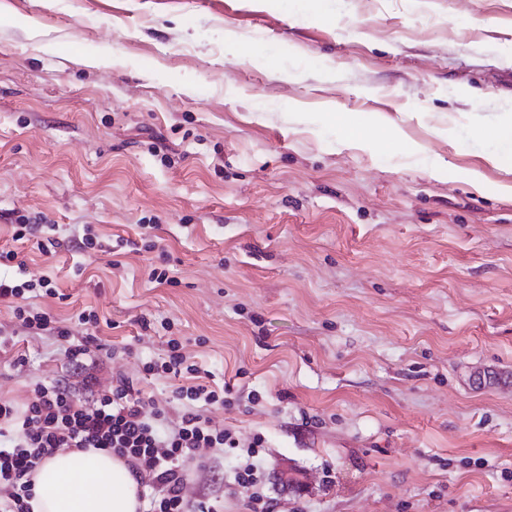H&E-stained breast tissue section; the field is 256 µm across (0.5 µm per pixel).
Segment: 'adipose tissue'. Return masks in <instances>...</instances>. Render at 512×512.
<instances>
[{"label": "adipose tissue", "instance_id": "ef3b65f1", "mask_svg": "<svg viewBox=\"0 0 512 512\" xmlns=\"http://www.w3.org/2000/svg\"><path fill=\"white\" fill-rule=\"evenodd\" d=\"M142 486L126 461L90 448L61 449L32 476V512H138Z\"/></svg>", "mask_w": 512, "mask_h": 512}]
</instances>
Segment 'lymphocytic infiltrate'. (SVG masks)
<instances>
[{"instance_id": "obj_1", "label": "lymphocytic infiltrate", "mask_w": 512, "mask_h": 512, "mask_svg": "<svg viewBox=\"0 0 512 512\" xmlns=\"http://www.w3.org/2000/svg\"><path fill=\"white\" fill-rule=\"evenodd\" d=\"M49 280L15 284L0 280V301L10 303L28 335L40 336L65 328L29 303L35 288H50ZM184 411L179 426L161 431L145 411L152 398L133 394L127 380L87 407L64 386L35 384L33 399L23 413L0 403V512H30L31 477L49 457L63 448H94L125 459L135 479L153 489L148 512H211L207 502L187 500L183 488L191 464L200 463L204 448H237L232 429L210 425L197 402L224 403L223 394L201 385L176 391Z\"/></svg>"}]
</instances>
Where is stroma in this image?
<instances>
[{"label":"stroma","instance_id":"35a3bbf8","mask_svg":"<svg viewBox=\"0 0 512 512\" xmlns=\"http://www.w3.org/2000/svg\"><path fill=\"white\" fill-rule=\"evenodd\" d=\"M511 108L512 0H0V277L90 342L0 303V401L122 377L173 428L227 387L275 512H512V172L476 132ZM172 340L195 373L148 374ZM206 458L185 496L248 512ZM48 279H40L37 283L23 282L15 284L0 279V301L12 304L15 318L19 321L20 326L30 336H40L47 331H54L58 336L67 337L68 331L56 323L52 317L35 308L28 302L29 297L26 293L34 291L37 287L45 289L46 294H53V287Z\"/></svg>","mask_w":512,"mask_h":512}]
</instances>
